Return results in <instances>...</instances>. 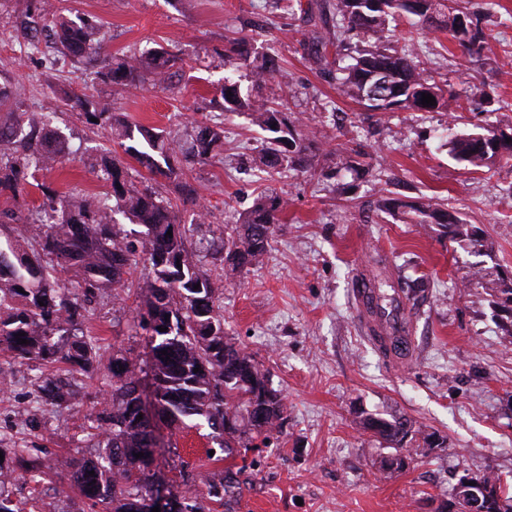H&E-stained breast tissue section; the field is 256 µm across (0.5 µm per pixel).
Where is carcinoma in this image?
<instances>
[{
  "instance_id": "1",
  "label": "carcinoma",
  "mask_w": 512,
  "mask_h": 512,
  "mask_svg": "<svg viewBox=\"0 0 512 512\" xmlns=\"http://www.w3.org/2000/svg\"><path fill=\"white\" fill-rule=\"evenodd\" d=\"M451 0H336V47L345 46L354 36L374 40L355 63L336 79V90L356 99L370 111L394 112L411 109L460 112L465 104L440 87L434 77L417 63L413 46L401 50L382 47L390 21L403 15L418 18L421 27L446 30L471 55H481L484 38L473 18L450 5ZM54 4L42 0L40 7L28 10L21 21L30 32L40 27L44 16L53 14L50 32L60 53L81 58L93 49L98 26L77 24L53 12ZM466 18L468 28L448 27L455 17ZM304 44L315 63L325 58L327 41L316 29L305 34ZM236 60L250 67L252 86L265 84L273 70L272 60L251 59L249 39L232 42ZM178 57L162 48L141 56L116 60L100 72L104 81L127 88L140 86L143 73L153 84L171 86L172 69ZM429 89L436 105L421 103L422 90ZM222 112L246 113L263 131L270 133L260 151L261 171L273 176L281 169L302 165L306 141L312 133L288 122V113L279 105L248 91L241 93L237 83L226 79L221 90ZM21 91L15 85L0 86V108H8L0 121V142L14 144L11 156L0 157V193L7 192L14 203L28 196L30 154L42 142L57 141L56 133L45 126L42 132L25 129L24 113L17 111ZM72 107L83 112L86 121L96 118L98 126H109L124 152L151 175L179 178L183 169L203 163L223 143L224 126L196 125L186 148L171 143L164 131L130 123L84 95L71 98ZM452 157L475 169L512 163V145L499 156L479 147L477 135L451 134ZM102 172L110 181L115 204L94 203L75 191L57 195L36 185L46 197L44 217L22 231L6 237L0 247V350L13 358L37 360L45 367L63 364L82 371L92 379L104 372L108 386L105 406L97 413L88 436L97 442L93 457H66L60 461L64 474L78 499L74 512H152L155 507L153 475L148 471L151 442L155 439L151 421L140 414L138 359L122 350L109 351L100 339L84 331L90 304L102 293L124 288L135 289L145 312L138 313L139 327L148 336L151 362L155 370V398L158 414L172 424L183 418L200 416L218 440L219 448L230 456L248 453L282 432L287 408L281 393L270 384V370L238 344L216 333L224 324L221 306L223 274L201 269L186 249L188 228L170 200L152 187L141 189L128 183L115 162H104ZM288 200L275 195L259 196L241 224H227L215 242V252L224 267L243 271L270 248L271 240ZM120 214L133 225L128 230L115 218ZM443 224L454 237L484 246L479 228L461 224L449 214L430 208L418 210L417 223ZM172 235H167V232ZM142 268V281L133 284L127 275ZM23 292H18V289ZM373 288L384 308L399 307L395 284L376 278ZM24 334L28 343L17 341ZM167 354H161V351ZM199 371H194V368ZM35 399L58 406L76 404V391L70 382L42 374L35 379ZM362 430L382 439L390 455L376 459L379 469L404 471L412 461L408 444L422 439L425 448H443L445 439L436 433H423L404 417L390 419L372 414L360 417ZM144 453L138 458L136 454ZM0 512H24L6 494L4 474L21 469L38 484L39 468L24 448L0 450ZM95 475H89V472ZM230 468L214 475L208 484V497L218 506L237 494L238 473ZM473 479L495 491L486 512H512L509 484L492 472H480ZM175 512H205V507L183 493L169 492Z\"/></svg>"
}]
</instances>
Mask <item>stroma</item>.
I'll list each match as a JSON object with an SVG mask.
<instances>
[{"label":"stroma","instance_id":"35a3bbf8","mask_svg":"<svg viewBox=\"0 0 512 512\" xmlns=\"http://www.w3.org/2000/svg\"><path fill=\"white\" fill-rule=\"evenodd\" d=\"M477 17L491 50L468 55L448 34L423 31L416 46L425 68L449 92L471 97L469 110L368 112L339 96L328 71L338 63L326 49V69L312 66L301 40L305 30H333V15L309 22L285 0H59L71 20L97 24L99 55L59 69L55 50L21 53L0 35V84L19 85L21 109L34 127L52 114L64 159L39 170L20 220L36 218L44 202L40 185L81 189L104 199L101 159L119 163L134 185L149 174L111 140L109 128L86 123L67 104L71 95L109 104L128 122L165 130L185 141L193 126L220 122L224 146L185 179H159L177 202L189 253L204 268L219 261L208 247L227 224L245 219L258 195L288 200L270 250L224 281V334L262 361L288 408L278 446L251 452L239 476L240 495L220 512H431V500L468 472L512 475V304L501 294L512 286V167L473 170L449 152V133L512 128V0H456ZM250 39L252 57L274 58L264 94L287 97L291 115L315 138L305 168L273 179L260 172L265 137L247 115H227L209 105L225 79L250 89L245 69L224 62L230 39ZM163 47L182 59L176 87L144 83L122 90L98 73L109 60ZM451 212L479 226L485 244L471 247L438 224L417 223L420 207ZM207 213L193 224L196 208ZM384 274L390 281L424 284L418 305L402 303L414 340L409 360L375 348L359 315L361 283ZM134 300L91 305L87 327L105 346L144 355L145 333H132ZM13 383L0 390V442L40 449L41 460L78 457L90 450L80 430L82 414L33 401V373L0 353V369ZM401 416L444 437L445 447L420 449L400 473L379 471L382 441L357 424L359 411ZM162 429L151 471L158 483L205 497L213 473L240 465L230 456L209 459L213 442L206 422ZM65 477H46L37 489L51 512H72ZM17 478L10 494L27 501L33 489Z\"/></svg>","mask_w":512,"mask_h":512}]
</instances>
